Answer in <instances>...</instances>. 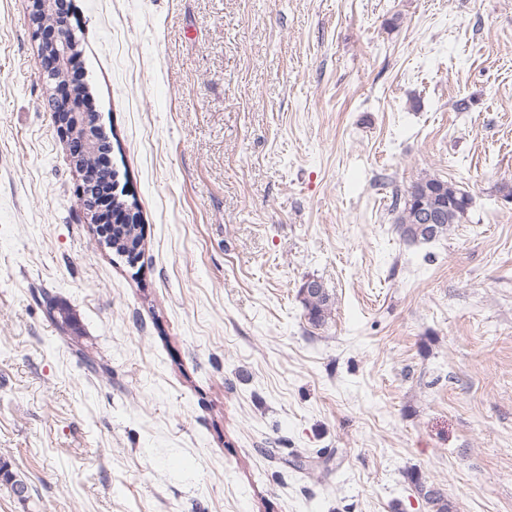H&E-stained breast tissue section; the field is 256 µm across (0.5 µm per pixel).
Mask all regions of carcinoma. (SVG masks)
I'll list each match as a JSON object with an SVG mask.
<instances>
[{"instance_id":"carcinoma-1","label":"carcinoma","mask_w":512,"mask_h":512,"mask_svg":"<svg viewBox=\"0 0 512 512\" xmlns=\"http://www.w3.org/2000/svg\"><path fill=\"white\" fill-rule=\"evenodd\" d=\"M472 198L468 192L447 180L438 177H424L413 182L404 190L393 195V223L396 224L400 236L409 243L431 242L448 235L452 226L464 224L468 220V212ZM435 208L440 211L437 224L422 226L419 221L420 207ZM144 240L142 225L117 224L112 227V251L119 256H127L133 262L141 254ZM298 297L304 308L305 316L314 326H322L331 318L333 301L329 290L322 283H317L313 292L298 291ZM48 317L65 330L73 322L68 307L49 298H44ZM0 481L10 486L14 494L22 497L27 492L26 482L13 473L6 462L0 461ZM417 488L435 512H452L448 496L435 487L417 482Z\"/></svg>"}]
</instances>
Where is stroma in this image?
I'll return each instance as SVG.
<instances>
[{
	"instance_id": "35a3bbf8",
	"label": "stroma",
	"mask_w": 512,
	"mask_h": 512,
	"mask_svg": "<svg viewBox=\"0 0 512 512\" xmlns=\"http://www.w3.org/2000/svg\"><path fill=\"white\" fill-rule=\"evenodd\" d=\"M28 6L0 0V512H433L417 477L512 512V0H67L132 263ZM426 175L469 221L410 244L389 206ZM85 219L88 224H110L107 234H112V245L109 246L119 256L127 258L128 262L135 261L141 254L144 240L140 216L135 208L125 202L119 201V196H111V205L108 208L93 202L90 208H84ZM112 224H116L115 226ZM135 252L132 258V253ZM127 253V256H126ZM314 281L317 283V289L305 294L302 284L298 291V297L308 321L314 326H322L331 317L333 301L328 288H324L319 280L314 279Z\"/></svg>"
}]
</instances>
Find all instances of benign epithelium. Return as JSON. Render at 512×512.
I'll return each instance as SVG.
<instances>
[{"label":"benign epithelium","mask_w":512,"mask_h":512,"mask_svg":"<svg viewBox=\"0 0 512 512\" xmlns=\"http://www.w3.org/2000/svg\"><path fill=\"white\" fill-rule=\"evenodd\" d=\"M62 4L63 0H29V22L43 59L40 79L55 84V91L63 94L53 108L55 123L70 143L73 164L83 173L87 165L100 161L109 143L101 138L100 130L91 129L89 113L81 110L86 91L83 83L74 78V71L79 69L78 39L69 27ZM84 214L89 224L140 223L135 208L117 195L111 197L110 207L95 203L84 209Z\"/></svg>","instance_id":"7a95c632"}]
</instances>
